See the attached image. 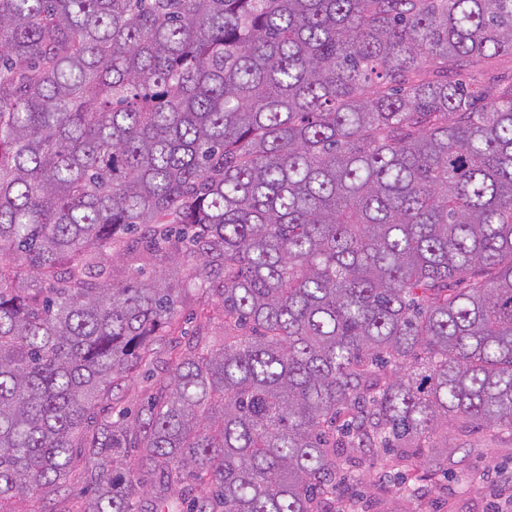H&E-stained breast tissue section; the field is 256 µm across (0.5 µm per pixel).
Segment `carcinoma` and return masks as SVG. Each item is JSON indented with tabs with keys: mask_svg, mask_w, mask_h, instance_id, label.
Returning <instances> with one entry per match:
<instances>
[{
	"mask_svg": "<svg viewBox=\"0 0 512 512\" xmlns=\"http://www.w3.org/2000/svg\"><path fill=\"white\" fill-rule=\"evenodd\" d=\"M503 54L512 0H0V499L336 512L347 448L512 433ZM205 307L204 312L202 308ZM202 306L201 303L195 302L193 299H187L182 304L180 325L175 336L177 340L184 345L188 339H192V335L198 329L199 324L204 322V315H208L211 319L208 321V338L210 341H219L222 335V315L220 308L215 303L209 306ZM162 365L153 363L146 368L138 371L134 377L126 380L121 385L122 401L113 410V418L118 417L119 412L127 411L135 413L143 404L147 402L149 395L153 390L154 381L164 375ZM152 374L154 375L152 377Z\"/></svg>",
	"mask_w": 512,
	"mask_h": 512,
	"instance_id": "carcinoma-1",
	"label": "carcinoma"
}]
</instances>
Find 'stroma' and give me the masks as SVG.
<instances>
[{
  "mask_svg": "<svg viewBox=\"0 0 512 512\" xmlns=\"http://www.w3.org/2000/svg\"><path fill=\"white\" fill-rule=\"evenodd\" d=\"M207 323L211 340H220L222 315L217 304L185 300L181 307L179 342H186ZM164 373L151 364L121 385L117 412L138 410ZM357 464L348 468L349 482L362 500L361 512H512L505 503L512 480V435L481 428H449L448 459L419 480H405L392 456L377 448L352 449Z\"/></svg>",
  "mask_w": 512,
  "mask_h": 512,
  "instance_id": "obj_1",
  "label": "stroma"
}]
</instances>
